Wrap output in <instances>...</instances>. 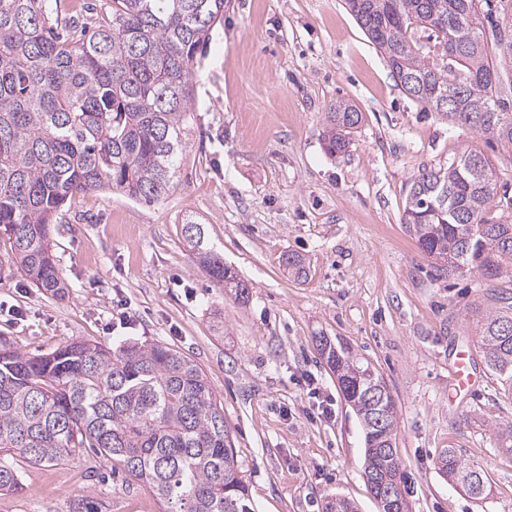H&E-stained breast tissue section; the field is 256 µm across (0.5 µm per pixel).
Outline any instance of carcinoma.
<instances>
[{"instance_id": "cac0c4a2", "label": "carcinoma", "mask_w": 512, "mask_h": 512, "mask_svg": "<svg viewBox=\"0 0 512 512\" xmlns=\"http://www.w3.org/2000/svg\"><path fill=\"white\" fill-rule=\"evenodd\" d=\"M384 56L397 85L456 128L512 152V18L484 37L481 0H346ZM60 0H0V239L32 284L53 295L66 284L49 246L50 225L78 194L115 190L148 203L169 191L191 112L192 68L224 0H112V20L95 29L61 27ZM431 32L425 46L415 32ZM362 113L331 105L324 133L332 154L346 151ZM492 164L465 149L448 168L422 170L410 184L403 223L444 275L512 283V221L492 222ZM182 236L218 284L250 285L224 265L204 225ZM490 373L512 393V306L478 320ZM364 434L365 475L373 498L389 487L406 498L397 449V411L369 425V365L343 343L319 350ZM35 465L92 452L136 479L164 512H254L240 476L224 406L189 357L162 344L113 351L74 340L28 356L0 346V451ZM437 466L447 476L486 478L454 448ZM21 489L18 470L0 461V492ZM70 512H101L88 495Z\"/></svg>"}]
</instances>
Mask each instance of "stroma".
Instances as JSON below:
<instances>
[{"label": "stroma", "mask_w": 512, "mask_h": 512, "mask_svg": "<svg viewBox=\"0 0 512 512\" xmlns=\"http://www.w3.org/2000/svg\"><path fill=\"white\" fill-rule=\"evenodd\" d=\"M192 112L177 174L161 201L90 192L52 225L64 297L33 286L0 241V344L40 354L75 340L110 348L164 343L194 361L224 403L255 512H322L334 495L378 512L364 475L358 419L316 339L347 344L386 381L398 408L395 446L411 512H512V456L496 450L512 398L488 372L476 313L498 287L436 276L402 221L409 185L466 149L492 163L512 198V154L424 111L407 96L344 0H228L192 71ZM363 120L346 152L323 138L331 104ZM204 224L248 301L213 282L181 226ZM297 254L307 274L283 263ZM123 300L133 328L114 327ZM472 354L477 392L449 401L450 363ZM329 400L331 415L318 404ZM479 464L487 498L465 495L437 468L441 449ZM12 463L23 489L0 512H68L94 496L102 512H162L106 460Z\"/></svg>", "instance_id": "35a3bbf8"}]
</instances>
